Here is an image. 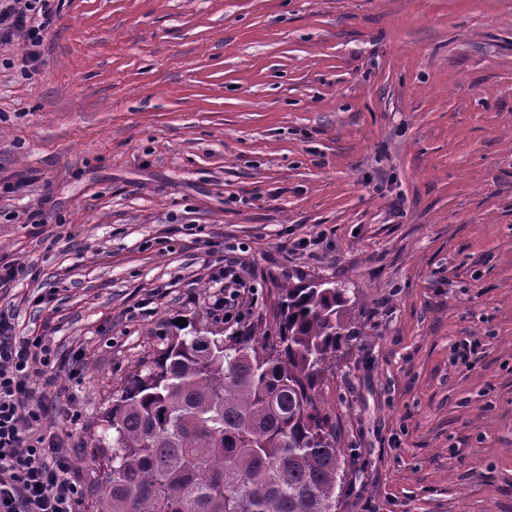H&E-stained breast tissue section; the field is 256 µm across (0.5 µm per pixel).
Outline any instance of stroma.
<instances>
[{"label": "stroma", "instance_id": "stroma-1", "mask_svg": "<svg viewBox=\"0 0 512 512\" xmlns=\"http://www.w3.org/2000/svg\"><path fill=\"white\" fill-rule=\"evenodd\" d=\"M51 7L33 66L0 43V260L28 270L0 303L83 358L59 382L77 512L134 364L186 323L238 334L213 311L229 243L251 337L287 280L350 285L322 387L338 512H512V0Z\"/></svg>", "mask_w": 512, "mask_h": 512}]
</instances>
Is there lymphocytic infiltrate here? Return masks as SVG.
I'll return each instance as SVG.
<instances>
[{
	"label": "lymphocytic infiltrate",
	"instance_id": "1",
	"mask_svg": "<svg viewBox=\"0 0 512 512\" xmlns=\"http://www.w3.org/2000/svg\"><path fill=\"white\" fill-rule=\"evenodd\" d=\"M52 18L49 0H0V42L21 37L24 62L35 61ZM216 278L224 284L216 310L246 323L256 290L233 254ZM63 370L52 337L17 335L12 311L1 307L0 512H76L83 497L67 429L76 413L54 394Z\"/></svg>",
	"mask_w": 512,
	"mask_h": 512
}]
</instances>
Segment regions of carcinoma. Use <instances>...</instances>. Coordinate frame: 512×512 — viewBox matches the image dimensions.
<instances>
[{"instance_id":"carcinoma-1","label":"carcinoma","mask_w":512,"mask_h":512,"mask_svg":"<svg viewBox=\"0 0 512 512\" xmlns=\"http://www.w3.org/2000/svg\"><path fill=\"white\" fill-rule=\"evenodd\" d=\"M349 289L279 288L275 336L205 329L124 379L92 512H338L347 459L321 384L352 336Z\"/></svg>"}]
</instances>
